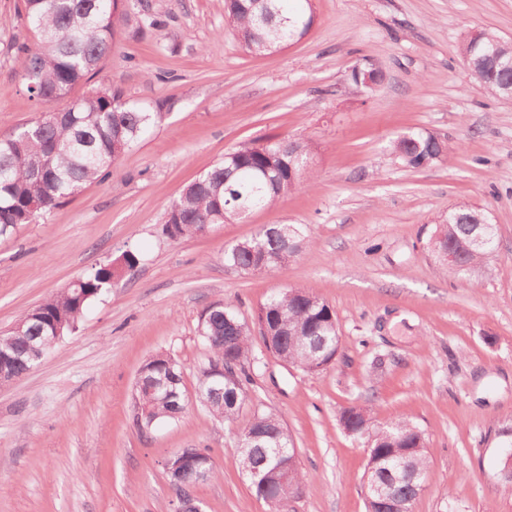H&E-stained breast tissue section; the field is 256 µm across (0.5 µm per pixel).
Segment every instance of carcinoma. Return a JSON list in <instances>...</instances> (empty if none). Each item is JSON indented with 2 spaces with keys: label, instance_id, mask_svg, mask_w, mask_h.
Masks as SVG:
<instances>
[{
  "label": "carcinoma",
  "instance_id": "obj_1",
  "mask_svg": "<svg viewBox=\"0 0 512 512\" xmlns=\"http://www.w3.org/2000/svg\"><path fill=\"white\" fill-rule=\"evenodd\" d=\"M35 47L18 48L19 71L27 91L49 112L44 124L32 122L0 135V237H9L21 226L32 224L75 196L84 185L105 177L120 155L139 142L161 119L122 100L120 91L105 89L70 97L73 88L100 72V64L112 53V40L128 14L116 0H23ZM228 14L241 47L253 55H271L304 38L315 22L311 0H229ZM502 67L488 70L487 54ZM461 56L471 76L491 94L506 97L512 85V41L479 29L461 45ZM310 151L302 138H268L243 144L224 154V159L186 186L169 204L163 233L171 239L201 236L220 222L245 218L256 208L274 206L305 181L311 172L290 168L292 159ZM392 154L408 168L420 169L448 158L445 142L433 136L407 131L391 142ZM45 160L35 175L33 159ZM311 238L300 224L264 226L251 237L249 248L234 244L224 249V264L242 273L254 272L265 260L268 270L284 268ZM427 249L437 263L448 267V252L461 266L473 271L496 258V227L487 213L469 203L448 209L428 238ZM132 253L108 261L74 280L57 295L37 307V315L23 329L0 336V353L14 356V369L24 371L39 354L40 337L52 335V324L75 326L90 302L110 288L112 280L133 271ZM265 322L274 336V357L303 372L325 369L339 349L340 337L331 330L336 321L331 307L303 287L286 286L271 294L259 307L254 323ZM253 326L240 317L232 302L216 303L201 315V337L210 351L209 360L237 366V376L224 378V395L206 406L217 418L235 417L246 401L247 364ZM183 368L179 362L147 364L149 384L134 391L135 407L147 413L143 425L178 419L186 410ZM341 417L349 436L364 440L370 476L392 488L389 504L374 496L365 498L366 512H393L401 505L412 510L415 488L424 484L431 456L423 431L409 416H398L376 425L373 409L350 407ZM246 430L262 435L258 442L240 449L241 470L257 469L266 475L263 485H250L256 499L274 508L288 499V490L300 492L308 473L294 458L295 443L281 418L273 413H254Z\"/></svg>",
  "mask_w": 512,
  "mask_h": 512
}]
</instances>
